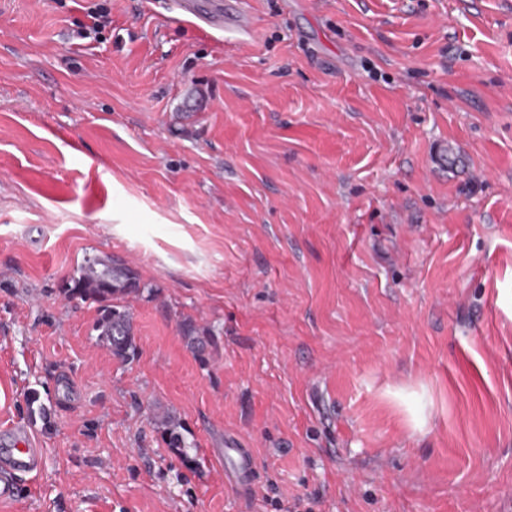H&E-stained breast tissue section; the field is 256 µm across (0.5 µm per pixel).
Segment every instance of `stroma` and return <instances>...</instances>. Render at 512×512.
<instances>
[{
  "label": "stroma",
  "mask_w": 512,
  "mask_h": 512,
  "mask_svg": "<svg viewBox=\"0 0 512 512\" xmlns=\"http://www.w3.org/2000/svg\"><path fill=\"white\" fill-rule=\"evenodd\" d=\"M95 2L0 0V512H512V0ZM177 14L207 25L220 35L230 34L236 40L252 37L253 27L246 17L223 0H170ZM111 8L105 3H97L87 8V17L90 18L91 24L86 25L80 36L84 39L93 38L98 40L100 34L106 29L108 25L112 24ZM93 35V36H92ZM77 273L71 279L72 286L64 291L68 299L102 303L143 288L137 272L126 261L112 256H85ZM95 330L98 338L112 355L120 359L129 358L134 354V333L132 318L126 309L117 305L105 304L99 309ZM6 444L11 448H0V502L16 497V477L20 473L37 469L39 453L27 426L15 424L4 430ZM215 456L224 460V470L227 478L232 480L240 489L250 487L256 476V462L252 448H246L244 443L236 438H224V448H217Z\"/></svg>",
  "instance_id": "obj_1"
}]
</instances>
